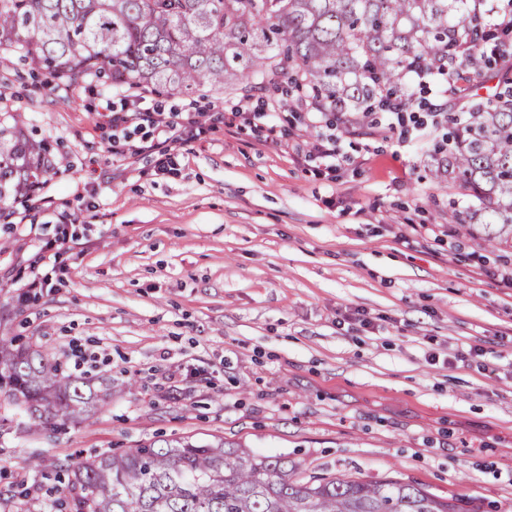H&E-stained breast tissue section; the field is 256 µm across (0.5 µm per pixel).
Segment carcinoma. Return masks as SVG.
Returning a JSON list of instances; mask_svg holds the SVG:
<instances>
[{"mask_svg": "<svg viewBox=\"0 0 512 512\" xmlns=\"http://www.w3.org/2000/svg\"><path fill=\"white\" fill-rule=\"evenodd\" d=\"M480 0H0V48L34 73L189 93L260 84L268 75L326 112L367 116L424 69L471 82L512 49V0L487 33ZM495 45L487 50L488 38ZM472 102L448 134V170L481 202L488 239H512V80ZM47 147L0 125V203L30 195ZM4 400L56 431L101 401L89 383L0 337ZM65 512H459L397 479L291 480L279 457L179 438L124 454H89L56 487Z\"/></svg>", "mask_w": 512, "mask_h": 512, "instance_id": "obj_1", "label": "carcinoma"}]
</instances>
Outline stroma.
<instances>
[{"label": "stroma", "mask_w": 512, "mask_h": 512, "mask_svg": "<svg viewBox=\"0 0 512 512\" xmlns=\"http://www.w3.org/2000/svg\"><path fill=\"white\" fill-rule=\"evenodd\" d=\"M276 85L149 91L209 126L158 176L153 157L106 152L105 84L64 94L0 49V123L48 138L52 163L0 211V336L112 387L58 432L0 406V512H52L55 481L29 457L73 466L187 436L285 457L296 480L396 478L512 512V248L472 228L479 202L436 149L467 97L411 79L415 120L337 124L332 161L296 96L271 109ZM244 106L255 119L225 125ZM64 215L75 247L18 302Z\"/></svg>", "instance_id": "stroma-1"}]
</instances>
